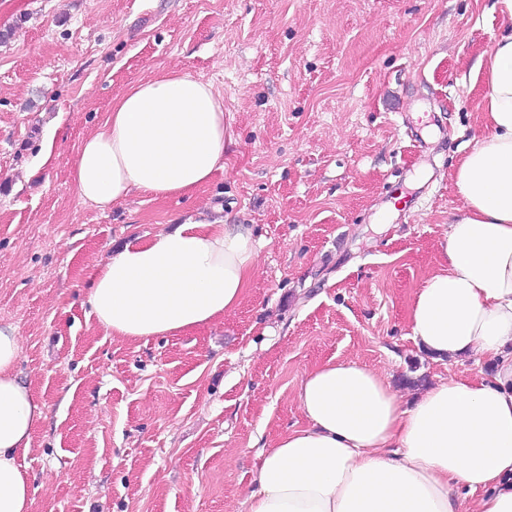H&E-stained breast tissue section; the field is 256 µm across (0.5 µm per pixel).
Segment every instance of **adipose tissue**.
<instances>
[{
  "label": "adipose tissue",
  "instance_id": "1",
  "mask_svg": "<svg viewBox=\"0 0 512 512\" xmlns=\"http://www.w3.org/2000/svg\"><path fill=\"white\" fill-rule=\"evenodd\" d=\"M475 77L484 131L457 165L463 203L437 271L409 307L415 342L435 360L475 356L462 371L405 398L386 375L328 359L298 388L303 427L256 456L246 512H512V0ZM224 106L212 84L179 71L138 81L78 145V199L108 210L132 193H195L224 166ZM259 253L245 224L187 220L133 239L87 274L98 326L128 340L176 336L223 320L242 301ZM16 327L0 325V512H31L20 460L46 406L20 378Z\"/></svg>",
  "mask_w": 512,
  "mask_h": 512
}]
</instances>
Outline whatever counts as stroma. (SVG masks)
<instances>
[{
	"mask_svg": "<svg viewBox=\"0 0 512 512\" xmlns=\"http://www.w3.org/2000/svg\"><path fill=\"white\" fill-rule=\"evenodd\" d=\"M493 0H0V324L47 407L24 464L32 512H246L254 456L303 425L307 370L354 359L424 385L408 308L462 202L482 134L472 66ZM212 83L232 137L193 195L81 204L68 161L138 80ZM53 143L47 164L37 162ZM250 225L240 306L131 341L90 313L86 273L171 220Z\"/></svg>",
	"mask_w": 512,
	"mask_h": 512,
	"instance_id": "obj_1",
	"label": "stroma"
}]
</instances>
